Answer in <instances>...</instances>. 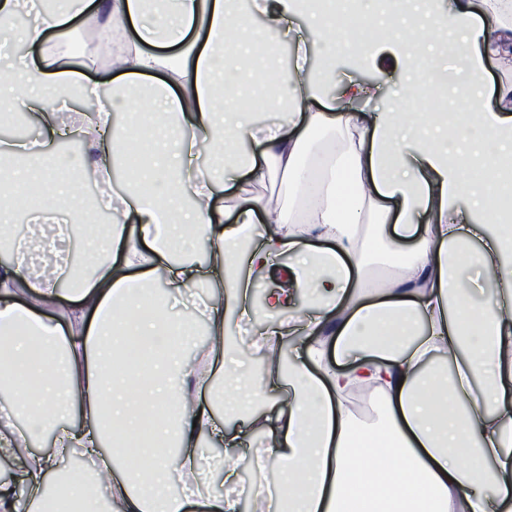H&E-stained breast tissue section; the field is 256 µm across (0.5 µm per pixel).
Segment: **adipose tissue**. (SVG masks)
Returning a JSON list of instances; mask_svg holds the SVG:
<instances>
[{"instance_id":"adipose-tissue-1","label":"adipose tissue","mask_w":512,"mask_h":512,"mask_svg":"<svg viewBox=\"0 0 512 512\" xmlns=\"http://www.w3.org/2000/svg\"><path fill=\"white\" fill-rule=\"evenodd\" d=\"M249 6L262 28L235 0H0V106L29 113L34 128L29 142L0 140V158L14 163L0 177V226L8 201L43 200L32 216L39 267L0 229V454L53 441L23 462L20 481L0 483V512H55L63 496L76 512H239L241 498L210 492L197 466L201 438H215L225 484L240 482L241 434L200 400L219 374L236 403L288 382L287 403L261 413L264 441L251 456L274 474L246 490L262 512H512V262L488 232L512 222L502 193L512 183V80L465 125L416 109L366 112V85L337 83L326 61L315 84L305 68L307 38L332 50L356 33L315 16L314 0ZM26 11L33 21L16 28ZM309 13L312 27L301 28ZM87 30L145 99L98 96L95 112L62 123L59 89L97 96L80 71L93 50L74 48ZM447 32L460 34L454 50L481 84L487 60L512 58V0H418L412 21L382 23L374 38L411 62ZM264 42L293 48L288 77L265 67L270 87L288 86L282 124L225 111L219 98ZM16 43L34 64L14 63ZM328 95L335 103L322 107ZM63 133L83 143L79 159L52 150ZM130 142L145 146L138 188L110 197V223L88 225L78 172L110 175ZM268 181L280 186L273 204L253 192ZM60 215L87 226L82 264L54 250L70 231ZM283 257L267 311L304 294L310 307L269 322L254 345L271 355L288 337H310L288 377L240 382L214 346L206 366L188 361L196 323L223 335ZM376 259L395 268L389 282L371 278ZM204 283L226 300L162 314V300ZM173 332L178 347H164ZM142 346L156 350L145 375ZM447 359L451 376H433ZM356 387L379 399L384 430L354 420L346 397ZM74 453L104 476L107 498L63 473Z\"/></svg>"}]
</instances>
